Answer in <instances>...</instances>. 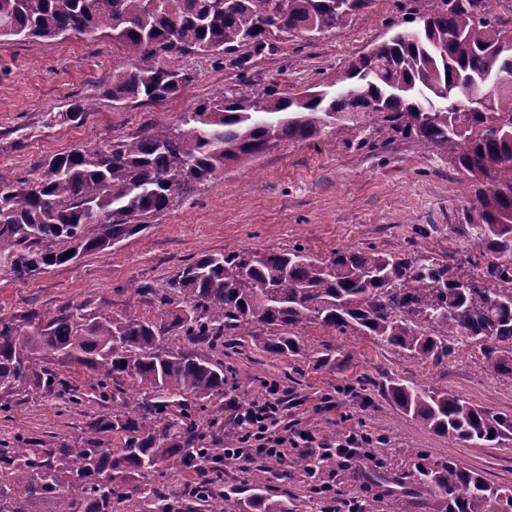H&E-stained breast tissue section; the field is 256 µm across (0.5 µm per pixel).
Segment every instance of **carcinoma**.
Instances as JSON below:
<instances>
[{"mask_svg": "<svg viewBox=\"0 0 512 512\" xmlns=\"http://www.w3.org/2000/svg\"><path fill=\"white\" fill-rule=\"evenodd\" d=\"M0 0V39H112L139 65L112 71V101L161 102L191 82L169 60L221 55L243 70L293 33L307 37L347 23L369 0ZM417 33L395 35L326 82L297 94L265 89L254 98L219 95L182 113L174 128L148 125L103 146L57 153L26 177H0V268L18 279L72 260V251L105 252L146 231L152 219L194 186L232 164L290 140L320 137L352 116L376 119V133L401 135L448 153L476 181L463 211L461 250L394 255L302 247L205 254L156 293L152 318L110 315L68 303L43 317L0 310V396L43 393L67 409L78 386L42 364L48 356L95 376L92 389L112 410L69 443L28 440L0 448V512H25L51 497L57 512H190L173 501L163 466L195 472L187 500L206 512H292L288 499L254 497L224 486V347L249 342L275 356L298 355L318 368L336 364V347L306 350L296 327L319 325L367 337L399 353L440 363L477 348L495 374L512 379V88L494 93L488 111L458 112L462 89L512 71L502 50L512 29L487 12V0H436ZM288 28L259 26L278 7ZM86 100L49 113L48 123L84 122ZM138 398H130L127 392ZM397 407L452 440L477 444L512 434V415L477 406L443 387L404 379L386 388ZM330 455L298 456L293 468L321 473ZM141 483L129 485L130 475ZM418 484L442 495L445 512H512V488L488 483L455 461L414 464Z\"/></svg>", "mask_w": 512, "mask_h": 512, "instance_id": "obj_1", "label": "carcinoma"}]
</instances>
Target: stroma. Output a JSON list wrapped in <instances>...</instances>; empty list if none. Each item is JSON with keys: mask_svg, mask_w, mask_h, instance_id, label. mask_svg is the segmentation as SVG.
<instances>
[{"mask_svg": "<svg viewBox=\"0 0 512 512\" xmlns=\"http://www.w3.org/2000/svg\"><path fill=\"white\" fill-rule=\"evenodd\" d=\"M435 6V0H372L332 31L288 36L275 54L254 58L243 71L207 53L177 58L191 76L188 88L150 104L119 105L105 96L113 68L136 64L110 38L1 39L0 177L27 176L52 154L125 139L150 123L176 125L183 112L221 94L300 92L387 39L405 12L422 15ZM79 99L93 102L82 124L47 126L48 113L65 111ZM467 182L441 150L378 136L370 125L336 124L321 137L288 141L225 169L180 198L150 229L110 251L86 253L23 281L0 270V309L47 315L78 302L151 317L157 307L146 287L165 290L190 259L238 247L301 246L321 255L340 247H374L444 258L463 245L455 226L472 203L463 192ZM301 335L314 349L332 340L335 366L318 368L305 358L282 360L245 346L224 355L232 369L224 392L246 404L276 381L286 418L300 427L318 436L348 429L370 434L378 466L338 465L321 475L335 486L338 499L359 497L377 512H397V496L406 495L412 512H444L442 500L410 477L417 460H454L489 483L512 487V436L482 446L453 441L403 415L385 393L388 382L400 378L447 387L488 411L512 414V380L497 376L480 353L469 348L443 363H424L368 339L329 336L316 325L305 326ZM102 412L95 399L68 412L53 397L18 399L11 417L0 418V443L12 446L21 436L68 440ZM270 469L271 489L287 494L293 512H328L329 502L312 493L304 473L287 465Z\"/></svg>", "mask_w": 512, "mask_h": 512, "instance_id": "35a3bbf8", "label": "stroma"}]
</instances>
